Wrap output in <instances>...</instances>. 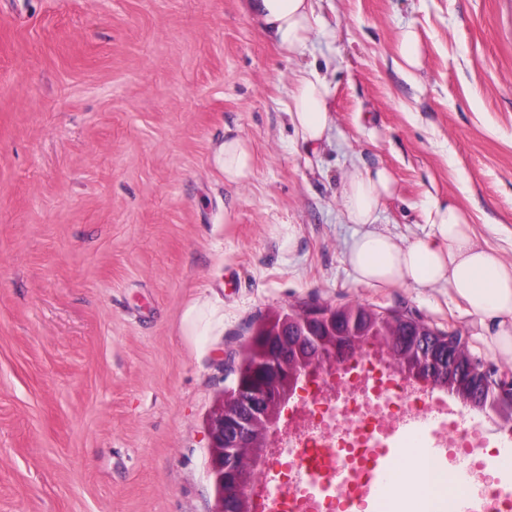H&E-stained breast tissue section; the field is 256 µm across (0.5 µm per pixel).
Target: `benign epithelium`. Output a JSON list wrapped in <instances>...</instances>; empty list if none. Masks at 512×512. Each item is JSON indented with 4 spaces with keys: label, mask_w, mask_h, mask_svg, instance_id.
Instances as JSON below:
<instances>
[{
    "label": "benign epithelium",
    "mask_w": 512,
    "mask_h": 512,
    "mask_svg": "<svg viewBox=\"0 0 512 512\" xmlns=\"http://www.w3.org/2000/svg\"><path fill=\"white\" fill-rule=\"evenodd\" d=\"M357 309L355 305L300 304L289 309L288 322L295 333L281 337L273 349L256 352L248 373L260 375L261 385L246 383L237 375L208 421L211 473L218 491L215 512H259L261 492L244 480L242 473L257 469L274 451L288 423L281 413L303 392L304 386L321 374L336 375L347 356L362 352L364 345L389 354L396 362L393 371L419 382L444 388L462 404L489 411L512 425V373L500 374L497 367L474 355L454 332L444 331L422 320L416 324L426 336L415 338L412 354L403 352L400 332L404 317L384 310L379 324L368 336H342L326 342L305 332L318 322Z\"/></svg>",
    "instance_id": "benign-epithelium-1"
}]
</instances>
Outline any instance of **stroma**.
Here are the masks:
<instances>
[{"label":"stroma","instance_id":"1","mask_svg":"<svg viewBox=\"0 0 512 512\" xmlns=\"http://www.w3.org/2000/svg\"><path fill=\"white\" fill-rule=\"evenodd\" d=\"M243 5L0 0V512H214L230 363L304 302L397 309L512 370L447 285L355 281L341 194L385 168L378 231L408 245L451 199L512 264V0H313L291 55ZM306 67L333 116L314 149L287 113ZM228 132L254 154L233 184L211 162ZM397 54L403 71L411 74L421 67L422 45L414 30L409 29L403 32L397 46Z\"/></svg>","mask_w":512,"mask_h":512}]
</instances>
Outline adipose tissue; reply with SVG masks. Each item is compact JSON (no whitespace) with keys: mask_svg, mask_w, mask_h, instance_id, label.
<instances>
[{"mask_svg":"<svg viewBox=\"0 0 512 512\" xmlns=\"http://www.w3.org/2000/svg\"><path fill=\"white\" fill-rule=\"evenodd\" d=\"M246 7L284 52H295L311 38L312 0H246ZM328 97L326 83L314 71H298L288 116L306 147L320 144L332 124ZM212 162L226 182H240L252 172L251 146L240 136H225L213 148ZM393 191L394 179L383 168H353L344 184L347 219L362 227L346 254L358 282L370 287L447 284L468 315L498 320L499 331L493 341L503 354L511 356L512 265L476 242L468 217L449 200L431 204L427 221L432 232L409 245H399L389 235L373 231L381 203ZM391 486V493L377 502L376 512H433L437 502L467 494L466 487L450 480L439 463L414 449L394 462Z\"/></svg>","mask_w":512,"mask_h":512,"instance_id":"ef3b65f1","label":"adipose tissue"}]
</instances>
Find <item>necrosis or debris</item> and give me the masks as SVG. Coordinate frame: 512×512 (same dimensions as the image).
Segmentation results:
<instances>
[{"mask_svg": "<svg viewBox=\"0 0 512 512\" xmlns=\"http://www.w3.org/2000/svg\"><path fill=\"white\" fill-rule=\"evenodd\" d=\"M431 389L378 360L353 357L305 390L270 467L281 490L270 512H341L371 492L373 461L402 423L437 411Z\"/></svg>", "mask_w": 512, "mask_h": 512, "instance_id": "4bbe7bcc", "label": "necrosis or debris"}]
</instances>
